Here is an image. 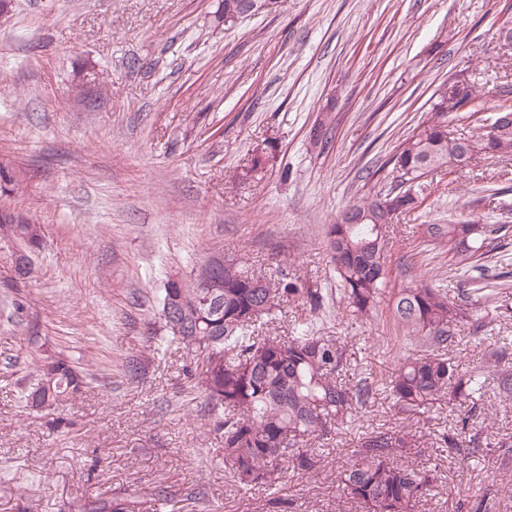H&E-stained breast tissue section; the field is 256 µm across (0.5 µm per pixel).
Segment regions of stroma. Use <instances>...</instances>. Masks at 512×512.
Segmentation results:
<instances>
[{
    "label": "stroma",
    "instance_id": "1",
    "mask_svg": "<svg viewBox=\"0 0 512 512\" xmlns=\"http://www.w3.org/2000/svg\"><path fill=\"white\" fill-rule=\"evenodd\" d=\"M220 0H13L0 19V161L23 170L0 210L37 224L43 248L15 273L0 237V512H359L336 473L359 438L406 429L408 460L436 469L418 512H512V160L434 174L423 208L390 226L389 289L425 279L466 313L447 354L484 366L492 448L439 447L462 407L426 418L394 411L387 383L407 354L388 304L349 313L325 230L378 186L374 174L458 77L512 83L496 34L512 0H280L226 25ZM496 224L467 260L426 242L423 224ZM247 254L252 270L324 295L291 302L271 325L314 315L347 351L350 377L376 386L349 429L311 440L318 474L276 492L225 469L222 440L189 373L199 359L167 342L161 289L207 261ZM60 357L86 377L58 409L26 407L30 356Z\"/></svg>",
    "mask_w": 512,
    "mask_h": 512
}]
</instances>
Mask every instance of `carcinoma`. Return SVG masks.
<instances>
[{
	"label": "carcinoma",
	"mask_w": 512,
	"mask_h": 512,
	"mask_svg": "<svg viewBox=\"0 0 512 512\" xmlns=\"http://www.w3.org/2000/svg\"><path fill=\"white\" fill-rule=\"evenodd\" d=\"M464 96L448 101L442 87L427 118L398 145L390 158L392 181L372 197L357 200L346 210L363 213L380 198L391 197L392 211L417 210L425 203L424 179L448 167V155L465 149L469 160L483 156H512V121L493 128L484 124L471 104L474 86L457 81ZM470 121V133L448 136V124ZM21 171L0 164V190L19 184ZM9 226L21 246L17 262L41 246L39 231L19 221ZM389 223L330 224L326 249L341 282L346 308L356 315L372 312L385 294ZM500 228L472 221L423 224L427 241L456 257L481 251ZM212 279L224 282V293L209 295L198 277L163 288V297L177 299L180 331L164 324L170 340L202 355L198 383L206 396L208 416L224 440V467L245 484L269 488L297 471L316 473L321 458L305 449L310 438L326 437L351 423L353 411L370 401L373 382L362 377L346 384L339 376L347 368L346 351L320 335L311 319L297 325L293 335L260 336L258 330L275 320L288 296L306 298L310 308L321 307L322 295L295 282H271L251 274L243 260L224 261L212 270ZM260 287H253L254 283ZM394 320L420 353L398 362L388 387L394 410L407 417L423 416L454 402L478 407L481 373L467 371L445 357L453 342L450 326L460 315L447 293L429 286L409 285L389 296ZM36 383L28 397L36 406L55 407L80 392L84 381L64 359L34 358ZM471 415L461 417L456 432L444 434L449 448L472 444L481 451V437L470 434ZM409 431L378 432L362 438L356 461L336 475L341 494L364 512H415L421 499L437 488L436 471L403 461L414 446Z\"/></svg>",
	"instance_id": "1"
}]
</instances>
